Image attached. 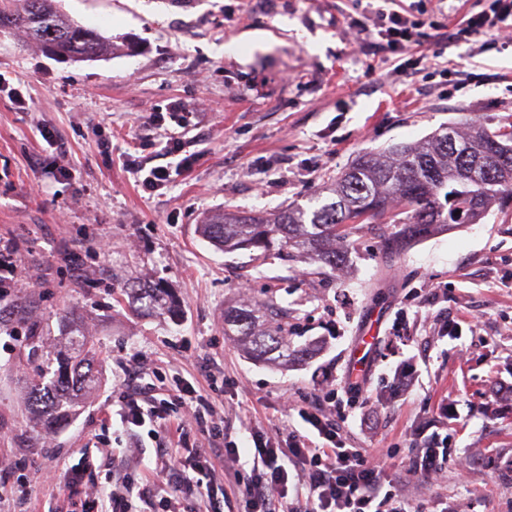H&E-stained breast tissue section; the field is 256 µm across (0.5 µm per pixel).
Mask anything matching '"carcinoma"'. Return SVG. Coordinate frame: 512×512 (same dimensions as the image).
Returning <instances> with one entry per match:
<instances>
[{"instance_id":"1","label":"carcinoma","mask_w":512,"mask_h":512,"mask_svg":"<svg viewBox=\"0 0 512 512\" xmlns=\"http://www.w3.org/2000/svg\"><path fill=\"white\" fill-rule=\"evenodd\" d=\"M0 0V30L16 29L49 51L81 60L112 52V42L61 14L54 0ZM454 134L456 144L448 142ZM512 205V128L488 130L469 121L466 130L442 127L412 145H394L360 156L332 188H324L307 208L291 206L271 217L217 214L201 225L202 235L233 252L260 250L256 259L272 255L306 256L336 266L345 252L336 236L354 224H385L403 213L402 229L387 238V249L403 245L448 224H471L493 207ZM224 324L255 357L288 356V329L277 307L264 303L263 316L247 309L224 313ZM41 381L30 388L31 409L48 428L74 411L70 391L97 371L95 345L79 330L68 337L67 350L43 354Z\"/></svg>"}]
</instances>
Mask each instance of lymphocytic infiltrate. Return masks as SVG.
I'll return each instance as SVG.
<instances>
[{
    "instance_id": "1",
    "label": "lymphocytic infiltrate",
    "mask_w": 512,
    "mask_h": 512,
    "mask_svg": "<svg viewBox=\"0 0 512 512\" xmlns=\"http://www.w3.org/2000/svg\"><path fill=\"white\" fill-rule=\"evenodd\" d=\"M488 10L471 16L456 33H439L436 21L411 18L396 10L374 9L371 27L365 28V41L373 48L404 56L420 46L423 28L434 31L435 45L451 47L459 42L488 35L491 41L512 42V0H491ZM140 372H132L117 404L123 427L131 433L146 429L148 435L175 432L184 437L199 435L191 446L172 450L161 460L162 469H177L184 481L202 485L204 493H212L210 457L215 448L237 457L235 441L224 440L217 424L208 420L215 409L209 406L188 380L177 385L174 398L149 395L140 381ZM284 411L298 412L307 431H291L285 445L256 438V460L262 469L250 490L254 512H412L409 501L387 489L385 467L373 456L358 448H348L338 440L336 421L326 413L320 397H313L307 407L286 398ZM298 458L307 468L302 483H288V460Z\"/></svg>"
}]
</instances>
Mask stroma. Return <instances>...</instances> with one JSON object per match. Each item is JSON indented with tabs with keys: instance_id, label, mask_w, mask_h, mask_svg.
Masks as SVG:
<instances>
[{
	"instance_id": "stroma-1",
	"label": "stroma",
	"mask_w": 512,
	"mask_h": 512,
	"mask_svg": "<svg viewBox=\"0 0 512 512\" xmlns=\"http://www.w3.org/2000/svg\"><path fill=\"white\" fill-rule=\"evenodd\" d=\"M69 19L111 38V54L73 61L17 31H0V238L18 244V282L0 298V466L33 475L27 503L0 488V512H85L96 486L135 480L137 512H157L149 462L177 436L129 447L105 411L143 357L158 397L184 377L217 407L240 461L212 460L221 512H246L251 430L284 440L301 428L282 394L351 399L339 438L387 456L396 492L425 512H512V208L385 249L394 224H366L345 264L302 258L255 266L199 233L216 213L267 215L308 205L355 159L479 116L512 124V45L479 38L423 68L393 74L386 53L358 51V0H55ZM230 43L240 54L225 53ZM459 64L462 88L433 76ZM181 101L184 138L201 158L150 192L140 167L166 164L137 113ZM162 286L174 304L138 313L133 288ZM273 301L302 359L251 358L224 332V312ZM401 319L408 345L392 336ZM454 333H446L445 321ZM78 325L98 349L102 384L75 416L36 437L29 386L43 350ZM451 467L406 470L432 434ZM112 454L65 482L96 439Z\"/></svg>"
}]
</instances>
